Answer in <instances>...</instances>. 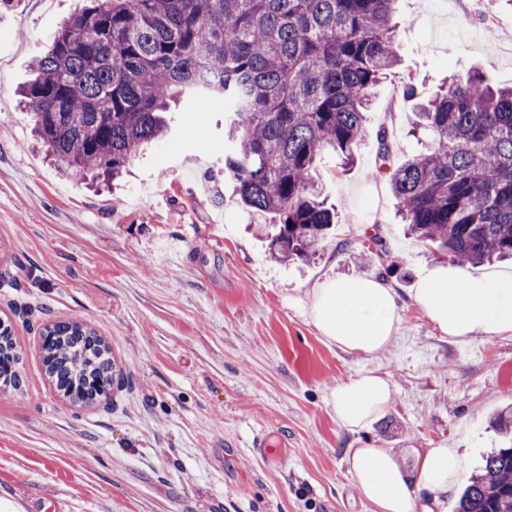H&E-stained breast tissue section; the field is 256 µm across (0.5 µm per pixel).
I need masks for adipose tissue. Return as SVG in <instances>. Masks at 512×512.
I'll list each match as a JSON object with an SVG mask.
<instances>
[{
    "label": "adipose tissue",
    "mask_w": 512,
    "mask_h": 512,
    "mask_svg": "<svg viewBox=\"0 0 512 512\" xmlns=\"http://www.w3.org/2000/svg\"><path fill=\"white\" fill-rule=\"evenodd\" d=\"M311 294V321L328 344L343 351L373 355L392 342L401 324L396 295L381 281H325ZM411 298L449 339L512 337L511 268L466 272L439 264L419 278ZM390 402L388 378L373 371L337 385L330 398L337 424L349 432L368 427ZM347 464L373 512H434L466 470L464 457L448 446L425 449L410 472L391 449L378 446L354 449Z\"/></svg>",
    "instance_id": "1"
}]
</instances>
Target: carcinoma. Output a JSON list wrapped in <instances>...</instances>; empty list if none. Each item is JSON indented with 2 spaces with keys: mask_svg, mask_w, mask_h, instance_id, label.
<instances>
[{
  "mask_svg": "<svg viewBox=\"0 0 512 512\" xmlns=\"http://www.w3.org/2000/svg\"><path fill=\"white\" fill-rule=\"evenodd\" d=\"M32 64L21 103L47 155L72 178L118 177L161 138L171 106H215L224 178L268 255L307 262L327 246L336 207L315 178L333 154L354 161L374 89L400 65L396 0H95ZM430 145L393 169L386 130L378 173L403 221L450 260L512 258V85L472 69L418 112ZM45 374L76 405L113 383L108 346L79 322L47 324ZM456 512H512V440L492 449Z\"/></svg>",
  "mask_w": 512,
  "mask_h": 512,
  "instance_id": "obj_1",
  "label": "carcinoma"
}]
</instances>
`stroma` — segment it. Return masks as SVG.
Returning <instances> with one entry per match:
<instances>
[{
	"mask_svg": "<svg viewBox=\"0 0 512 512\" xmlns=\"http://www.w3.org/2000/svg\"><path fill=\"white\" fill-rule=\"evenodd\" d=\"M87 3L0 0V321L23 378L0 386V512H372L346 454L373 445L410 470L448 444L475 475L512 409V338L451 340L413 305L442 258L406 233L372 135L388 130L393 165L419 153L418 104L400 81L427 97L482 66L511 85L497 54L512 47V0H399L398 78L379 87L353 164L318 168L340 217L306 265L271 260L247 232L222 173L223 113H171L166 139L113 183L75 181L48 159L17 91ZM488 18L497 38L472 39ZM373 237L385 260L366 259ZM351 277L383 280L403 307L396 339L367 357L328 344L309 317L315 283ZM55 319L94 330L121 373L92 405L44 373L41 330ZM368 370L387 375L392 401L368 428L342 430L330 393ZM262 435L277 456L254 454Z\"/></svg>",
	"mask_w": 512,
	"mask_h": 512,
	"instance_id": "obj_1",
	"label": "stroma"
}]
</instances>
